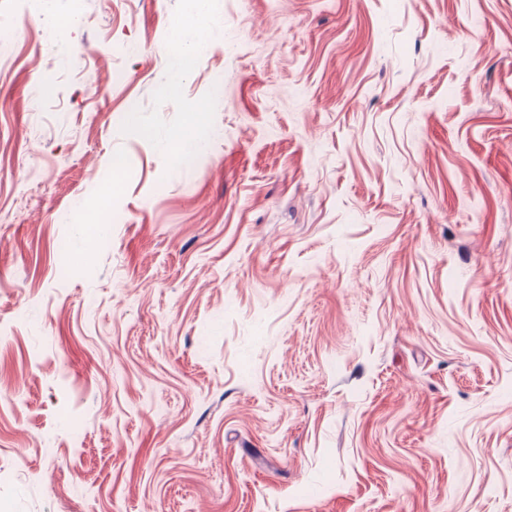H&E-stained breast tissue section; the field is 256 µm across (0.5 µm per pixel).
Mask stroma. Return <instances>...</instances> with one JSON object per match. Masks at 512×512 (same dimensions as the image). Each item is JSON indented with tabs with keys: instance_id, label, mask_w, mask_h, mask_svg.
I'll return each mask as SVG.
<instances>
[{
	"instance_id": "obj_1",
	"label": "stroma",
	"mask_w": 512,
	"mask_h": 512,
	"mask_svg": "<svg viewBox=\"0 0 512 512\" xmlns=\"http://www.w3.org/2000/svg\"><path fill=\"white\" fill-rule=\"evenodd\" d=\"M74 8L0 0V512H512V0ZM211 47L209 38L197 33L190 36L187 31L178 30L174 33L166 52L170 58L169 73L165 81L166 94L176 99L184 76L190 72L197 58L206 54Z\"/></svg>"
}]
</instances>
